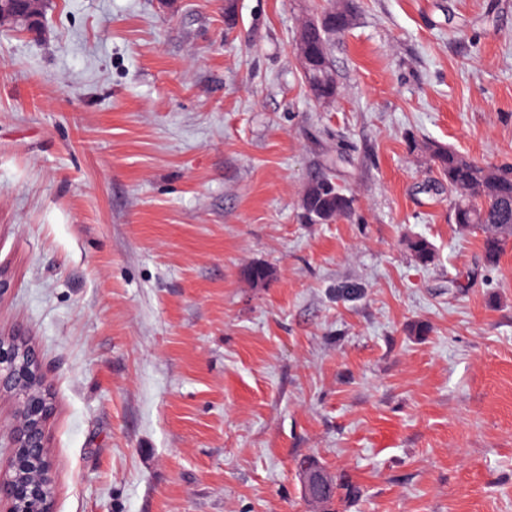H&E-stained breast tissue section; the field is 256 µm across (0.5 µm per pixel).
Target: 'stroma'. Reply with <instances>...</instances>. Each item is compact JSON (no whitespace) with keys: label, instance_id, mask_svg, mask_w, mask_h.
Returning <instances> with one entry per match:
<instances>
[{"label":"stroma","instance_id":"1","mask_svg":"<svg viewBox=\"0 0 512 512\" xmlns=\"http://www.w3.org/2000/svg\"><path fill=\"white\" fill-rule=\"evenodd\" d=\"M353 4L328 107L293 50L326 0L0 28V334L52 395L53 512H319L306 457L339 512H512V242L485 266L410 148L512 163V0ZM328 170L353 211L304 223Z\"/></svg>","mask_w":512,"mask_h":512}]
</instances>
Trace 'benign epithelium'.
<instances>
[{"instance_id": "7a95c632", "label": "benign epithelium", "mask_w": 512, "mask_h": 512, "mask_svg": "<svg viewBox=\"0 0 512 512\" xmlns=\"http://www.w3.org/2000/svg\"><path fill=\"white\" fill-rule=\"evenodd\" d=\"M46 0H0V27L37 25ZM0 395L18 402L13 450L5 469L19 474L17 480L0 481V512H17L15 503L42 501L51 469L47 462L45 422L52 413L45 377L36 351L19 335L0 337ZM305 495L315 500L325 484L320 471L301 475Z\"/></svg>"}]
</instances>
